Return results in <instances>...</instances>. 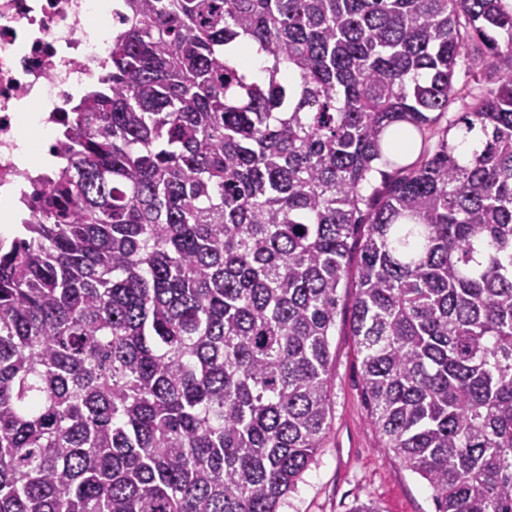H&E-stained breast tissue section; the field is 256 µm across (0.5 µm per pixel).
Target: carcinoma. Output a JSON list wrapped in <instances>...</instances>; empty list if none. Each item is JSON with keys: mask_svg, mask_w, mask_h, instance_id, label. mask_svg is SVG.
Segmentation results:
<instances>
[{"mask_svg": "<svg viewBox=\"0 0 512 512\" xmlns=\"http://www.w3.org/2000/svg\"><path fill=\"white\" fill-rule=\"evenodd\" d=\"M121 3L39 218L0 242V512H280L330 428L363 225L371 424L436 512H512V7ZM462 65L489 86L436 149L383 157Z\"/></svg>", "mask_w": 512, "mask_h": 512, "instance_id": "1", "label": "carcinoma"}]
</instances>
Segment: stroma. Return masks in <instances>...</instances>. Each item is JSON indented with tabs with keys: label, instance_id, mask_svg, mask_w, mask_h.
I'll return each instance as SVG.
<instances>
[{
	"label": "stroma",
	"instance_id": "stroma-1",
	"mask_svg": "<svg viewBox=\"0 0 512 512\" xmlns=\"http://www.w3.org/2000/svg\"><path fill=\"white\" fill-rule=\"evenodd\" d=\"M487 83L485 72L460 74L456 86L462 96L438 125L426 131L427 146L437 145L445 126L470 103L471 93ZM354 295V288L340 289L336 334L330 339V433L282 512H352L357 504L368 501L381 512H436L425 480L407 469L392 449L384 447L380 434L368 421L361 356L351 332Z\"/></svg>",
	"mask_w": 512,
	"mask_h": 512
}]
</instances>
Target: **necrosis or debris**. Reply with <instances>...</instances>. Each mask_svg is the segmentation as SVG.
<instances>
[{"instance_id": "4bbe7bcc", "label": "necrosis or debris", "mask_w": 512, "mask_h": 512, "mask_svg": "<svg viewBox=\"0 0 512 512\" xmlns=\"http://www.w3.org/2000/svg\"><path fill=\"white\" fill-rule=\"evenodd\" d=\"M115 0H0V206L22 201L46 175L15 151L37 132L57 154L59 131L82 86L108 58Z\"/></svg>"}]
</instances>
